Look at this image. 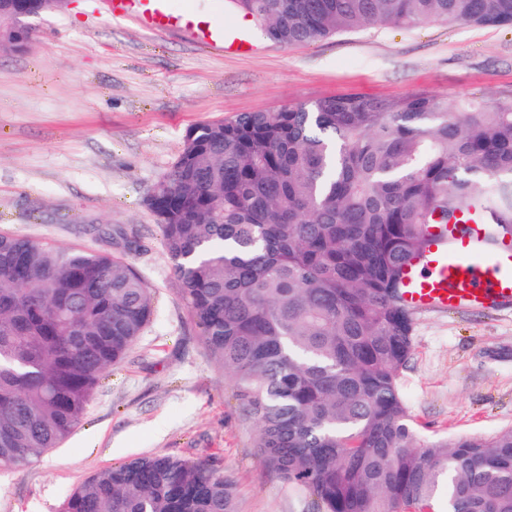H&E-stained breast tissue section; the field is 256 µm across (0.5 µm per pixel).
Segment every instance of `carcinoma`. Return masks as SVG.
I'll return each instance as SVG.
<instances>
[{
  "instance_id": "carcinoma-1",
  "label": "carcinoma",
  "mask_w": 512,
  "mask_h": 512,
  "mask_svg": "<svg viewBox=\"0 0 512 512\" xmlns=\"http://www.w3.org/2000/svg\"><path fill=\"white\" fill-rule=\"evenodd\" d=\"M291 46L430 21L512 27V0H232ZM27 36L0 26V48ZM200 338L235 379L266 466L317 512H512V428L422 440L398 379L413 351L403 264L426 227L512 235V97L344 94L189 129L145 199ZM153 313L122 258L0 234V470L81 424ZM59 512H237L234 484L169 455L102 469Z\"/></svg>"
}]
</instances>
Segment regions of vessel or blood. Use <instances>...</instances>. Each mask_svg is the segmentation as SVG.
<instances>
[{
	"mask_svg": "<svg viewBox=\"0 0 512 512\" xmlns=\"http://www.w3.org/2000/svg\"><path fill=\"white\" fill-rule=\"evenodd\" d=\"M107 7L111 17H133L153 31L182 29L224 53L247 55L256 48L248 36L224 35L160 0H107ZM466 225L464 234L430 225L424 257L404 266L402 298L411 309L492 310L512 304V241L501 243L489 258H480L483 226L473 216L467 217Z\"/></svg>",
	"mask_w": 512,
	"mask_h": 512,
	"instance_id": "1",
	"label": "vessel or blood"
}]
</instances>
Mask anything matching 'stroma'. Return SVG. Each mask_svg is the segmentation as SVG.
<instances>
[{
  "mask_svg": "<svg viewBox=\"0 0 512 512\" xmlns=\"http://www.w3.org/2000/svg\"><path fill=\"white\" fill-rule=\"evenodd\" d=\"M174 5L245 24L258 51L218 54L111 18L104 0H68L32 20L25 51L0 50V234L123 256L154 293L148 324L75 432L39 462L0 471V512H58L99 470L154 454L223 469L237 512H312L311 496L263 462L256 421L197 335L144 200L200 123L349 92L451 105L512 96V28L371 26L283 46L227 0ZM413 340L399 384L423 439L512 426V305L417 312Z\"/></svg>",
  "mask_w": 512,
  "mask_h": 512,
  "instance_id": "35a3bbf8",
  "label": "stroma"
}]
</instances>
